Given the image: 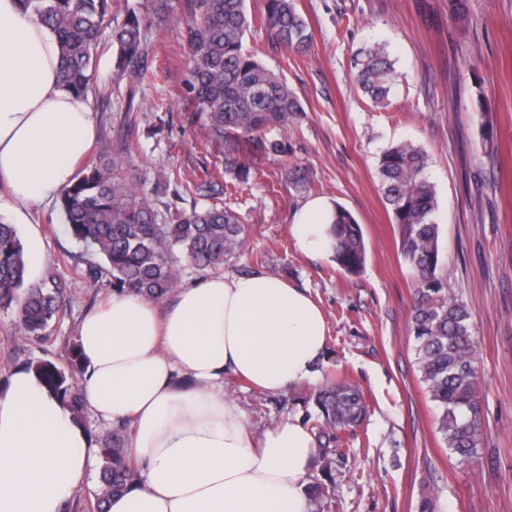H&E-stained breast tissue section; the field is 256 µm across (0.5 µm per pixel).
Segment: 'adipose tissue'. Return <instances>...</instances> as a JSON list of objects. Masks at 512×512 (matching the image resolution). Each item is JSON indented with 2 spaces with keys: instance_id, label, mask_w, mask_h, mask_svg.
<instances>
[{
  "instance_id": "adipose-tissue-1",
  "label": "adipose tissue",
  "mask_w": 512,
  "mask_h": 512,
  "mask_svg": "<svg viewBox=\"0 0 512 512\" xmlns=\"http://www.w3.org/2000/svg\"><path fill=\"white\" fill-rule=\"evenodd\" d=\"M89 98L61 78L57 36L0 0V210L58 197L93 140ZM335 205L308 200L290 226L309 257L330 251ZM327 323L280 277L211 276L172 303L116 292L78 329L86 406L127 423L138 475L110 512H310L313 436L299 416L255 432L224 394L233 375L268 394L313 380ZM97 449L86 426L19 369L0 390V512H73Z\"/></svg>"
}]
</instances>
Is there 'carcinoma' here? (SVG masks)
<instances>
[{"label": "carcinoma", "mask_w": 512, "mask_h": 512, "mask_svg": "<svg viewBox=\"0 0 512 512\" xmlns=\"http://www.w3.org/2000/svg\"><path fill=\"white\" fill-rule=\"evenodd\" d=\"M29 13L56 33L60 71L65 86L79 94H103L98 84L96 52L110 33L115 75L125 83L128 101L149 79V56L155 54L152 31L167 23L171 0H135L123 17L112 15V0H19ZM183 100L192 106L191 123L204 131L206 145L224 156L226 169L247 180L252 154H288V140L267 137L297 128L304 108L278 73L244 46L253 25L246 0H186ZM266 37L286 49H303L311 34L296 0H265L261 14ZM361 91L375 106L386 103L395 81L394 64L385 47L365 49L352 59ZM137 145L125 139L103 149L85 163L75 182L58 196L69 236L101 260L89 266L84 279L96 286L106 277L112 289L134 291L162 300L179 281L178 262L186 258L200 271L224 266L238 257L246 232L239 216L220 205L224 187L204 180L182 186L177 198L210 200L169 224L159 219L152 196L170 182L165 172L149 177L133 163ZM427 151L412 142L384 148L377 173L393 223L400 254L412 272L414 298L409 333L415 342L420 379L437 410V429L451 453L472 460L481 443L482 409L475 366L472 314L463 302L448 297L442 261V230L436 222L435 186L426 176ZM333 261L349 274L361 271L366 246L360 224L339 206L331 220ZM56 261L40 278L29 277L28 257L16 225L0 218V309L13 313L24 333L40 337L59 315L67 282ZM86 366L78 344L69 350L67 367L38 362L31 370L74 416L84 408L81 383L74 376ZM317 414L319 482L309 486L311 512H324L336 498L344 475L332 468L338 433L362 423L368 404L362 388L347 379L334 380L314 391ZM126 427L112 433L99 448V490L84 505L88 512H108L110 499L127 491L135 473L125 458Z\"/></svg>", "instance_id": "carcinoma-1"}]
</instances>
